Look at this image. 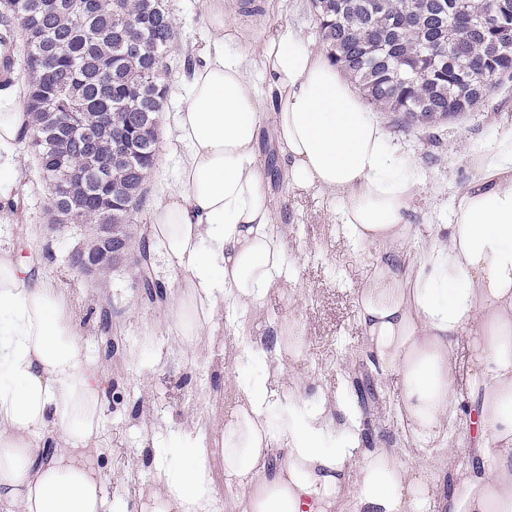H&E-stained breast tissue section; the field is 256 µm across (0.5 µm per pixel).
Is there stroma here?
Returning a JSON list of instances; mask_svg holds the SVG:
<instances>
[{"instance_id": "obj_1", "label": "stroma", "mask_w": 512, "mask_h": 512, "mask_svg": "<svg viewBox=\"0 0 512 512\" xmlns=\"http://www.w3.org/2000/svg\"><path fill=\"white\" fill-rule=\"evenodd\" d=\"M258 11L243 12L241 0H224V11L240 33L242 48L257 50L265 33L287 25L297 29L309 49L322 51L310 0H257ZM174 40L164 59L168 97L158 128L167 139L191 78L189 67L211 36L206 0H167ZM397 156L410 157L420 167L418 194L410 221L419 235L410 245L418 251L435 225L448 223L456 190L475 173L476 161L501 133L512 129V93H492L474 112L439 119L428 126L404 125L378 113ZM19 166L9 201L0 200V250L16 253L31 278L56 288L68 300L81 330V339L102 366L107 404L103 412L107 448L94 461L108 477L112 512H133L134 505L153 489L152 462L145 443L146 428L164 433L188 419L208 425L224 423L233 403L229 382L238 371L231 360L233 328L220 323L213 335L202 337L194 353L180 354L173 326L166 319L183 275L169 270L159 244H152L155 279L166 281L162 301L141 299L131 262L100 277H83L69 269L71 252L89 236L86 224L55 226L46 214L47 192L35 172L27 139L10 148ZM273 128L262 129L260 161L267 175L266 190L278 206L291 254V280L286 291L272 295L254 317L259 334L295 316L307 341L298 371L329 391L353 392L356 383L373 388L360 410L365 438L401 435L395 414L398 386L381 380L364 350L358 322V297L368 280L377 247L348 244L341 224L333 220L337 201L332 195L290 188L281 158L273 154ZM177 152L158 150L146 203L127 231L133 242L149 233L153 203L175 180Z\"/></svg>"}]
</instances>
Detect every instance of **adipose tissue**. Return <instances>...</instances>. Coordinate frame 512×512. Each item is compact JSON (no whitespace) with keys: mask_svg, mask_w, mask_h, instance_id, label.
I'll use <instances>...</instances> for the list:
<instances>
[{"mask_svg":"<svg viewBox=\"0 0 512 512\" xmlns=\"http://www.w3.org/2000/svg\"><path fill=\"white\" fill-rule=\"evenodd\" d=\"M207 15L212 39L174 125L184 152L150 236L184 275L169 313L180 352L224 320L236 326L238 368L261 373L234 379L222 428L195 419L165 435L147 429L154 489L137 512H216L222 485L236 492L232 512H512V133L478 161L449 223L410 254L418 165L394 156L329 55L285 26L265 35L254 59L238 48L224 0H209ZM268 97L289 183L336 197L352 246L383 248L358 318L376 373L400 381L403 447H364L354 401L308 393L295 319L270 346L247 332L246 313L289 282L259 163ZM464 337L472 368L463 382ZM463 385L468 462L442 486L404 457L458 453L451 430ZM106 398L65 296L1 251L0 512H108L92 451Z\"/></svg>","mask_w":512,"mask_h":512,"instance_id":"adipose-tissue-1","label":"adipose tissue"}]
</instances>
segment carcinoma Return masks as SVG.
<instances>
[{
    "mask_svg": "<svg viewBox=\"0 0 512 512\" xmlns=\"http://www.w3.org/2000/svg\"><path fill=\"white\" fill-rule=\"evenodd\" d=\"M319 37L336 66L382 112L405 123L462 116L512 76V46L494 3L470 0H313ZM423 13L403 22L411 3ZM12 32L18 84L30 118L31 149L55 189L56 224L124 226L146 201L160 114L158 78L172 39L166 0H0ZM410 71L414 81L400 76Z\"/></svg>",
    "mask_w": 512,
    "mask_h": 512,
    "instance_id": "1",
    "label": "carcinoma"
}]
</instances>
